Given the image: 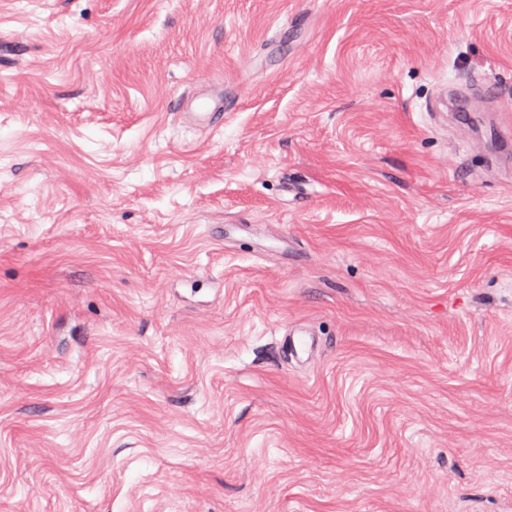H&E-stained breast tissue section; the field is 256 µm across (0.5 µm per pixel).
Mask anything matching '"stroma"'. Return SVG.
Listing matches in <instances>:
<instances>
[{"instance_id":"1","label":"stroma","mask_w":512,"mask_h":512,"mask_svg":"<svg viewBox=\"0 0 512 512\" xmlns=\"http://www.w3.org/2000/svg\"><path fill=\"white\" fill-rule=\"evenodd\" d=\"M477 79L512 0H0V512H512ZM203 97L197 103L198 96L184 98L180 114L188 123L216 132L224 126V83L212 82ZM282 336L281 347L286 345L288 354L297 361H300L304 356L311 357L320 346V341L316 338L317 334L306 326L289 324L284 329Z\"/></svg>"}]
</instances>
